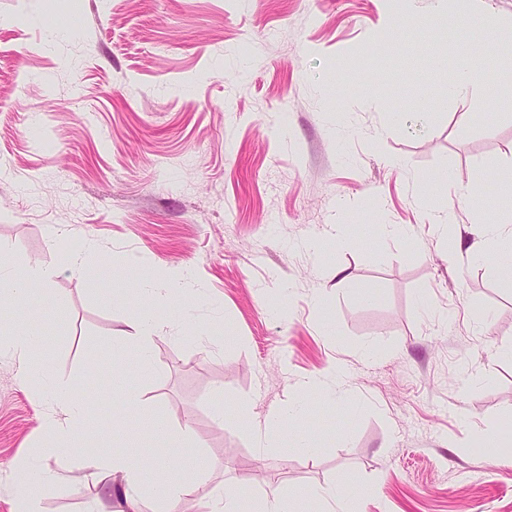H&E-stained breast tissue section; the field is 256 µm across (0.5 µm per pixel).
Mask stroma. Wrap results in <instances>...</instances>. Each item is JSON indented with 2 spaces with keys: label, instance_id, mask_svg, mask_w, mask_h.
I'll list each match as a JSON object with an SVG mask.
<instances>
[{
  "label": "stroma",
  "instance_id": "obj_1",
  "mask_svg": "<svg viewBox=\"0 0 512 512\" xmlns=\"http://www.w3.org/2000/svg\"><path fill=\"white\" fill-rule=\"evenodd\" d=\"M508 22L512 0H0V243L46 273L37 351L0 340V512L20 457L56 465L39 445L64 412L21 380L44 367L89 406L37 512H108L84 460L118 447L129 389V422L160 426L146 458L191 429L211 486L296 512L331 485L353 512H512V240L485 228L512 207L455 205L452 248L421 201L435 174L480 196L512 169V65L460 51ZM461 66L476 87L452 98ZM183 270L140 375L112 340L143 283ZM297 400L273 431L288 455L237 423Z\"/></svg>",
  "mask_w": 512,
  "mask_h": 512
}]
</instances>
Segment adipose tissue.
Listing matches in <instances>:
<instances>
[{
  "label": "adipose tissue",
  "mask_w": 512,
  "mask_h": 512,
  "mask_svg": "<svg viewBox=\"0 0 512 512\" xmlns=\"http://www.w3.org/2000/svg\"><path fill=\"white\" fill-rule=\"evenodd\" d=\"M18 268L26 272L20 280L12 275L13 270ZM39 277L37 266L29 258L0 246V288L7 290L16 327L9 342L13 353L21 357L39 339L34 313L28 303L30 295L37 289ZM161 327V322L150 314H138L123 335L124 340L136 346L135 363L140 373H147L151 368L150 344ZM53 400L63 408L65 417L61 420L51 418L46 422V445L50 448L69 433L84 409L83 399L62 382L57 384ZM151 429L150 422H143L137 431L127 434L120 449H98L89 456L90 466L111 474L114 485L121 488L123 506L119 512H142V504L147 499L157 504V512H173L175 505L186 497L198 498L202 512H245L240 493L226 491L220 486L206 487L198 472L195 456H182L181 479H165L169 459L158 457L149 460L141 452L138 437Z\"/></svg>",
  "instance_id": "ef3b65f1"
}]
</instances>
